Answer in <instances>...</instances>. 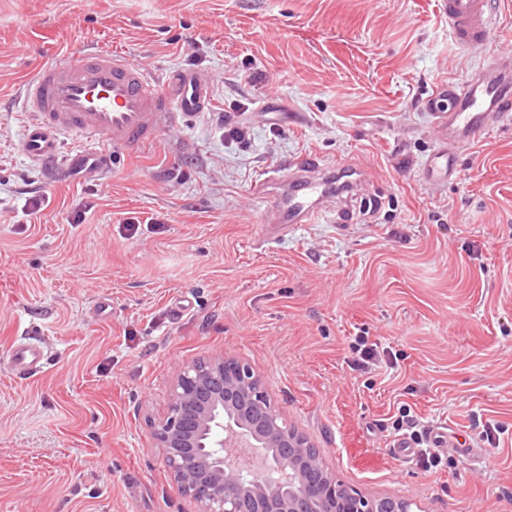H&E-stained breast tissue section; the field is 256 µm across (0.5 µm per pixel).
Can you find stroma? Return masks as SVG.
<instances>
[{"label": "stroma", "instance_id": "35a3bbf8", "mask_svg": "<svg viewBox=\"0 0 512 512\" xmlns=\"http://www.w3.org/2000/svg\"><path fill=\"white\" fill-rule=\"evenodd\" d=\"M491 9L489 42L463 50L436 0H0V512H195L148 419L176 364L220 352L366 497L512 512V115L448 183L423 178L425 98L512 53V0ZM83 49L207 72L211 107L99 179L48 183L17 147L22 81ZM217 112L249 141L220 136ZM306 154L367 187L347 222L269 237L253 186ZM25 179L44 197L31 216ZM361 335L384 351L368 370ZM20 343L47 357L33 376L12 367ZM403 405L475 457L393 455Z\"/></svg>", "mask_w": 512, "mask_h": 512}]
</instances>
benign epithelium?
I'll return each instance as SVG.
<instances>
[{"label": "benign epithelium", "instance_id": "1", "mask_svg": "<svg viewBox=\"0 0 512 512\" xmlns=\"http://www.w3.org/2000/svg\"><path fill=\"white\" fill-rule=\"evenodd\" d=\"M154 447L198 512H313L336 499L343 512H381L380 501L341 486L310 441L288 425L252 366L224 354L176 366L166 413L152 422ZM243 444L267 472L235 464Z\"/></svg>", "mask_w": 512, "mask_h": 512}]
</instances>
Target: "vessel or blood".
Listing matches in <instances>:
<instances>
[{
	"instance_id": "b4317fda",
	"label": "vessel or blood",
	"mask_w": 512,
	"mask_h": 512,
	"mask_svg": "<svg viewBox=\"0 0 512 512\" xmlns=\"http://www.w3.org/2000/svg\"><path fill=\"white\" fill-rule=\"evenodd\" d=\"M448 33L458 47L473 50L492 33L490 0H438ZM23 108L30 112L20 152L52 180L86 182L111 166L113 156L132 155L156 142L161 129L178 127L207 112L212 87L200 70L179 69L167 79L110 52L84 50L38 65L23 84ZM425 107L435 119L434 152L424 165L430 184L454 172L459 149L497 127L512 111V54L498 55L465 81L441 84ZM74 148H65L66 140ZM335 172L306 155L254 185L267 203L265 221L287 229L319 223L329 206ZM44 354L31 344L13 354L17 372H37Z\"/></svg>"
}]
</instances>
